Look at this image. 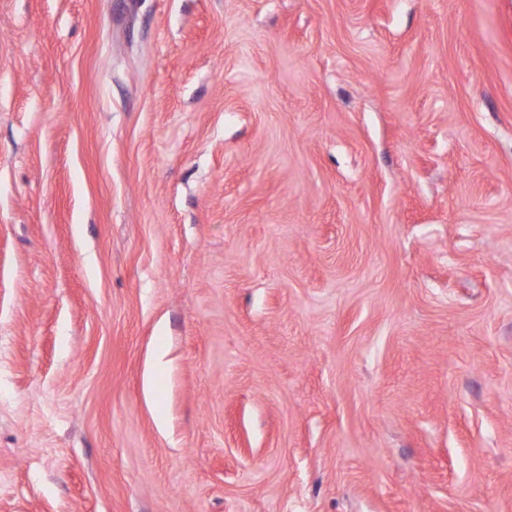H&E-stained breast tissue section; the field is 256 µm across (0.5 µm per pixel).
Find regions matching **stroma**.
Wrapping results in <instances>:
<instances>
[{
  "label": "stroma",
  "mask_w": 512,
  "mask_h": 512,
  "mask_svg": "<svg viewBox=\"0 0 512 512\" xmlns=\"http://www.w3.org/2000/svg\"><path fill=\"white\" fill-rule=\"evenodd\" d=\"M0 512H512V0H0Z\"/></svg>",
  "instance_id": "stroma-1"
}]
</instances>
